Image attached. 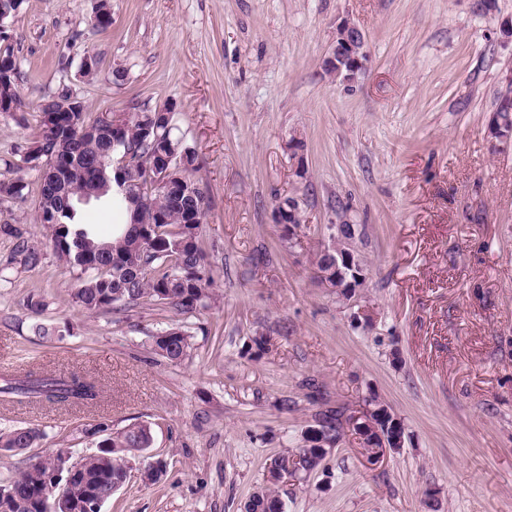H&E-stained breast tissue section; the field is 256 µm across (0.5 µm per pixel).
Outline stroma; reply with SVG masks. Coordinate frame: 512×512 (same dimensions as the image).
Returning a JSON list of instances; mask_svg holds the SVG:
<instances>
[{
    "instance_id": "35a3bbf8",
    "label": "stroma",
    "mask_w": 512,
    "mask_h": 512,
    "mask_svg": "<svg viewBox=\"0 0 512 512\" xmlns=\"http://www.w3.org/2000/svg\"><path fill=\"white\" fill-rule=\"evenodd\" d=\"M97 5L24 0L6 20L23 104L0 112V183L39 184L23 155L62 92L98 114L173 109L198 155L214 297L193 316L83 311L77 272L16 253L49 233L35 195L0 196V371L77 369L102 388L87 407L0 400V428H39L34 459L93 452L91 424H147L165 471L130 477L103 512H244L316 415L374 397L402 419L401 451L370 466L345 433L278 486L284 512H512V146L489 134L512 0H111L104 30ZM344 19L367 53L351 82L325 69ZM288 197L304 217L291 238L273 222ZM340 211L367 264L348 299L314 264ZM171 326L193 344L179 362L152 347Z\"/></svg>"
}]
</instances>
